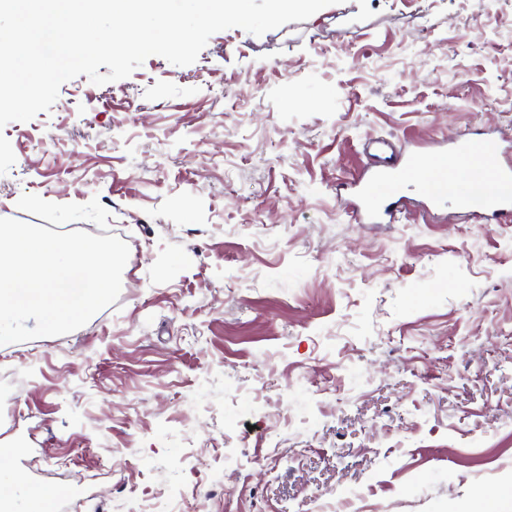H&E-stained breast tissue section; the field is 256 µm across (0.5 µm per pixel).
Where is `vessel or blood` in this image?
<instances>
[{
  "label": "vessel or blood",
  "mask_w": 512,
  "mask_h": 512,
  "mask_svg": "<svg viewBox=\"0 0 512 512\" xmlns=\"http://www.w3.org/2000/svg\"><path fill=\"white\" fill-rule=\"evenodd\" d=\"M500 143L475 129L461 131L448 151L453 165L436 167L437 153L405 152L377 142L354 181L350 217L358 223L395 224L409 208L407 189L417 190L431 207L454 206L484 224L512 221V165L499 164ZM490 166L496 192L476 186L475 172Z\"/></svg>",
  "instance_id": "obj_1"
}]
</instances>
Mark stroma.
<instances>
[{"mask_svg":"<svg viewBox=\"0 0 512 512\" xmlns=\"http://www.w3.org/2000/svg\"><path fill=\"white\" fill-rule=\"evenodd\" d=\"M512 140V0H340L0 130V218L109 230L120 296L0 344V482L197 512H464L512 483V223L339 191L385 138ZM18 197L33 200L18 209Z\"/></svg>","mask_w":512,"mask_h":512,"instance_id":"obj_1","label":"stroma"}]
</instances>
